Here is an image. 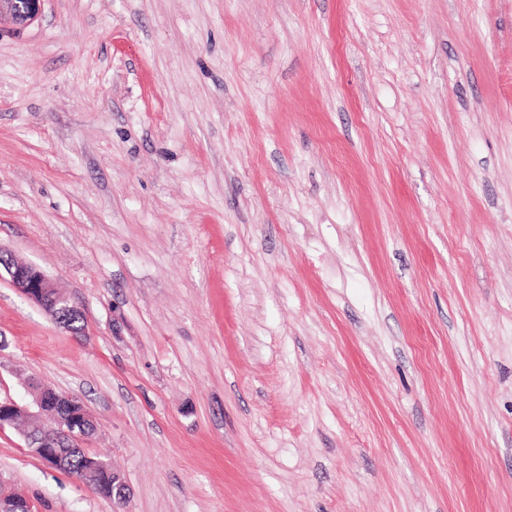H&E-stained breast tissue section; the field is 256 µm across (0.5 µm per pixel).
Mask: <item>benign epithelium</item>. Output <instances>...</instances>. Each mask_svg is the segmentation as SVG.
<instances>
[{"label":"benign epithelium","mask_w":512,"mask_h":512,"mask_svg":"<svg viewBox=\"0 0 512 512\" xmlns=\"http://www.w3.org/2000/svg\"><path fill=\"white\" fill-rule=\"evenodd\" d=\"M41 0H0V12L6 10L12 18L26 24L38 14ZM8 276L10 284L22 295L47 312L53 320L70 334H75L71 320L82 314L71 299L61 294L38 267L19 262L0 250V279ZM35 410L13 400H0V427L24 418L28 422L25 433L31 454L53 468L65 465L60 448H73L97 432V424L82 400L63 394L40 383L30 384ZM107 462L93 459L83 470L78 481L87 486L95 482ZM130 497V488L121 474L112 482V502L123 503ZM0 512H32L28 499L0 488Z\"/></svg>","instance_id":"7a95c632"}]
</instances>
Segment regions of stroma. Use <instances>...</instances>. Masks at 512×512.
Instances as JSON below:
<instances>
[{
    "label": "stroma",
    "mask_w": 512,
    "mask_h": 512,
    "mask_svg": "<svg viewBox=\"0 0 512 512\" xmlns=\"http://www.w3.org/2000/svg\"><path fill=\"white\" fill-rule=\"evenodd\" d=\"M0 399L80 397L113 504L512 512V0H41L0 17ZM40 2L41 0H1L0 15L6 8L16 22L26 24L37 16ZM3 274L8 276L13 288L41 307L72 336L82 335L75 333L71 323L74 316H83L81 309L61 294L41 269L19 262L0 249V279ZM114 475L116 479L113 482ZM94 490L112 503H124L130 497V488L125 478L114 470L103 475L102 480L94 487Z\"/></svg>",
    "instance_id": "obj_1"
}]
</instances>
